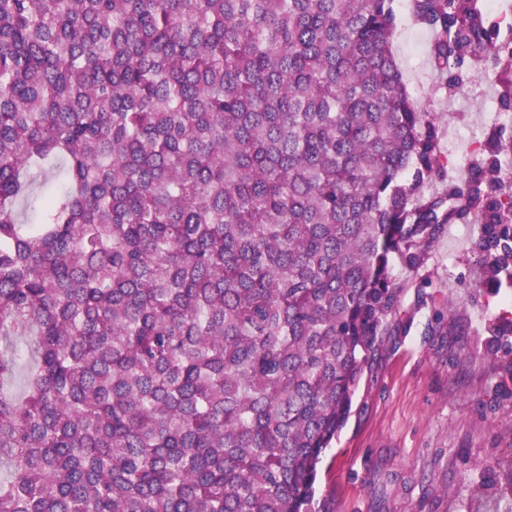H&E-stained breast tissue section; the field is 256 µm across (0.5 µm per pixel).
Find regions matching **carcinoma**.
<instances>
[{"instance_id":"carcinoma-1","label":"carcinoma","mask_w":512,"mask_h":512,"mask_svg":"<svg viewBox=\"0 0 512 512\" xmlns=\"http://www.w3.org/2000/svg\"><path fill=\"white\" fill-rule=\"evenodd\" d=\"M412 9L439 74L512 76L473 0ZM394 27L391 0H0V512H315L394 269L475 219L512 289V135L447 180ZM508 490L483 470L470 512Z\"/></svg>"}]
</instances>
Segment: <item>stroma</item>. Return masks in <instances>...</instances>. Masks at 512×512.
<instances>
[{"label": "stroma", "instance_id": "1", "mask_svg": "<svg viewBox=\"0 0 512 512\" xmlns=\"http://www.w3.org/2000/svg\"><path fill=\"white\" fill-rule=\"evenodd\" d=\"M393 0L392 50L411 97L442 117L448 170L464 176L472 142L512 131L498 76L464 67L438 79L433 35ZM473 224H452L417 272H397L400 300L327 449L316 512H466L477 467L512 469V360L490 355L487 319L512 312V293L480 275Z\"/></svg>", "mask_w": 512, "mask_h": 512}]
</instances>
